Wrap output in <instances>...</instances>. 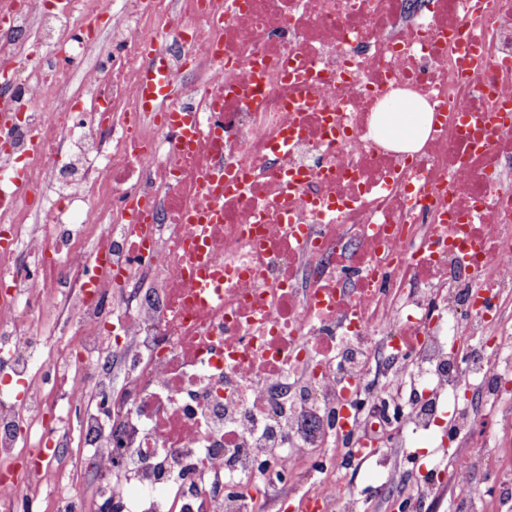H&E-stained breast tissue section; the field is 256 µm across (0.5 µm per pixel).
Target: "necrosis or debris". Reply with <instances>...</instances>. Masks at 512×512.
Returning a JSON list of instances; mask_svg holds the SVG:
<instances>
[{
	"label": "necrosis or debris",
	"mask_w": 512,
	"mask_h": 512,
	"mask_svg": "<svg viewBox=\"0 0 512 512\" xmlns=\"http://www.w3.org/2000/svg\"><path fill=\"white\" fill-rule=\"evenodd\" d=\"M153 3L122 0L88 66L73 19L101 0H0V58H34L0 145V512H38L41 451L85 440L87 512H262L252 483L375 444L383 397L403 405L387 453L469 437L489 405L511 446L512 0ZM153 40L191 147L143 108ZM393 96L432 114L417 151L377 131ZM63 305L76 333L51 350ZM450 481L512 512L511 462L429 453L421 491Z\"/></svg>",
	"instance_id": "4bbe7bcc"
}]
</instances>
